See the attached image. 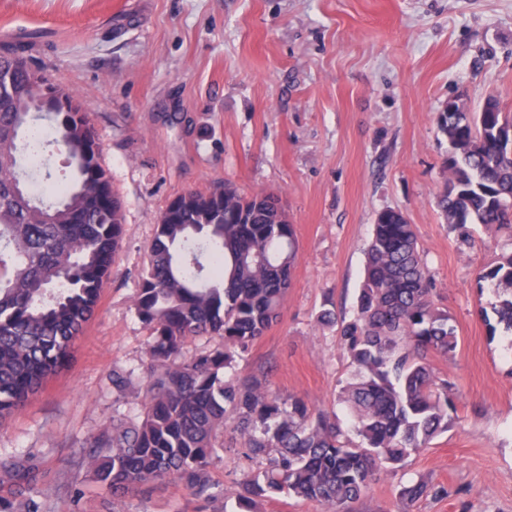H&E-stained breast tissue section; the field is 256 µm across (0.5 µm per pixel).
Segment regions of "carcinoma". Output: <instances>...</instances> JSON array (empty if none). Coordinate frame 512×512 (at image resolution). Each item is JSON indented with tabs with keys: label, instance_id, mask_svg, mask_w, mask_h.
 Listing matches in <instances>:
<instances>
[{
	"label": "carcinoma",
	"instance_id": "cac0c4a2",
	"mask_svg": "<svg viewBox=\"0 0 512 512\" xmlns=\"http://www.w3.org/2000/svg\"><path fill=\"white\" fill-rule=\"evenodd\" d=\"M0 55V421L22 410L68 363L112 272L124 237L123 206L100 163L90 114L49 112L53 137L71 179L45 174L41 194L8 174L42 165L35 136L38 104L32 84L66 101L64 91L20 55ZM448 140V189L438 207L461 236L481 224L512 236V117L495 112H440ZM272 195L230 184L187 192L166 206L148 248L134 308L149 330L146 397L133 419L112 420L84 463L91 479L114 495L174 480L199 499L212 497L208 472L224 450V422L233 420L256 466L242 469L239 512L280 496L350 512L382 466L404 463L448 430V382L430 356L455 355L451 316L434 302L433 280L413 225L398 210L377 215L366 248L356 312L326 309L319 321L336 335L353 368L339 399L354 417L358 441L336 418L300 397H283L255 379H230L238 355L278 318L297 255L294 225ZM501 288L491 332H512V253L480 276ZM222 343L183 357L187 341ZM134 371H113L125 394ZM19 482L25 512H42L36 476L3 464ZM441 489L426 481L405 487L410 500Z\"/></svg>",
	"mask_w": 512,
	"mask_h": 512
}]
</instances>
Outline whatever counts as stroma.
I'll list each match as a JSON object with an SVG mask.
<instances>
[{"label":"stroma","mask_w":512,"mask_h":512,"mask_svg":"<svg viewBox=\"0 0 512 512\" xmlns=\"http://www.w3.org/2000/svg\"><path fill=\"white\" fill-rule=\"evenodd\" d=\"M43 31L27 51L90 114L101 163L123 204V245L69 367L0 423V461L34 470L44 512H224L239 491L240 439L210 467L215 498L158 483L115 499L80 460L116 416H134L116 370L140 367L149 340L133 305L166 205L229 182L277 195L295 226L292 285L277 321L236 362L312 408L338 410L352 373L325 309L352 311L379 212L413 224L434 301L459 336L432 356L451 383L447 432L383 469L352 512H512V334L490 332L496 300L481 270L512 236L445 223L448 141L437 116L466 93L512 113V0H0V41ZM441 497L408 502L416 480Z\"/></svg>","instance_id":"obj_1"}]
</instances>
